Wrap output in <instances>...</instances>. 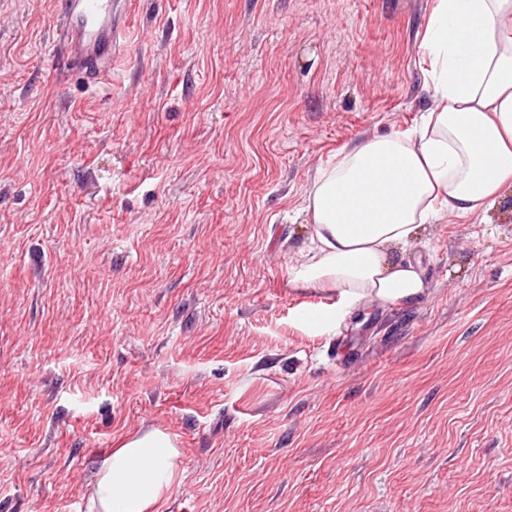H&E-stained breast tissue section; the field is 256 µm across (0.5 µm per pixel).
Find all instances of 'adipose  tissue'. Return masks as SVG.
Segmentation results:
<instances>
[{"instance_id": "adipose-tissue-1", "label": "adipose tissue", "mask_w": 512, "mask_h": 512, "mask_svg": "<svg viewBox=\"0 0 512 512\" xmlns=\"http://www.w3.org/2000/svg\"><path fill=\"white\" fill-rule=\"evenodd\" d=\"M421 49L431 108L317 171L304 200L312 246L292 282L349 305L419 299L428 286L406 251L422 225L481 214L512 189V0H433ZM179 459L164 431L129 436L98 461L87 512H157Z\"/></svg>"}]
</instances>
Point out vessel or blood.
<instances>
[{
	"label": "vessel or blood",
	"instance_id": "1",
	"mask_svg": "<svg viewBox=\"0 0 512 512\" xmlns=\"http://www.w3.org/2000/svg\"><path fill=\"white\" fill-rule=\"evenodd\" d=\"M127 6V0H56L61 65L90 84L107 80L113 57L125 52L131 41Z\"/></svg>",
	"mask_w": 512,
	"mask_h": 512
}]
</instances>
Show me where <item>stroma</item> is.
I'll return each instance as SVG.
<instances>
[{
	"label": "stroma",
	"mask_w": 512,
	"mask_h": 512,
	"mask_svg": "<svg viewBox=\"0 0 512 512\" xmlns=\"http://www.w3.org/2000/svg\"><path fill=\"white\" fill-rule=\"evenodd\" d=\"M130 2L93 86L0 0V512H87L153 428L158 512H512V190L423 226L416 302L288 276L318 169L430 107L432 0Z\"/></svg>",
	"instance_id": "35a3bbf8"
}]
</instances>
